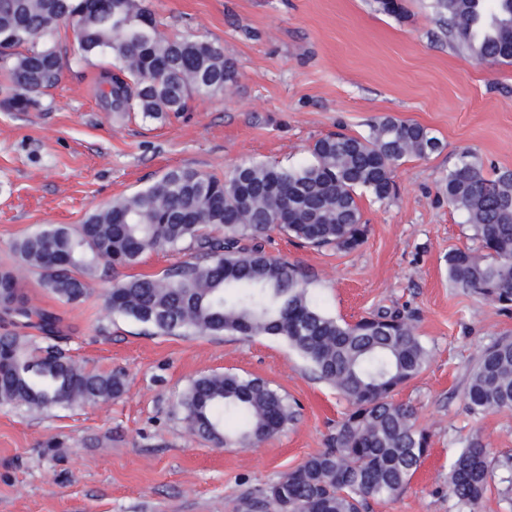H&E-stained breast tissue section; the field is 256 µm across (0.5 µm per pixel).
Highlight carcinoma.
<instances>
[{
    "label": "carcinoma",
    "instance_id": "cac0c4a2",
    "mask_svg": "<svg viewBox=\"0 0 512 512\" xmlns=\"http://www.w3.org/2000/svg\"><path fill=\"white\" fill-rule=\"evenodd\" d=\"M448 37L477 61L512 64V0H432ZM63 16L77 21L84 55H109L104 98L114 112H139L166 121L190 109L195 97L236 82L221 46L160 32L145 0H0V69L11 93L0 109L27 112L59 83L62 60L49 42ZM439 148L423 126L390 117L369 124L365 136L336 133L316 140L312 161L296 167L249 162L219 178L189 168L89 215L77 231L47 224L17 240L23 266L41 286L75 303L93 288L96 266L137 265L143 255L189 243L201 260L161 276H129L106 296L109 311L165 335L275 336L350 404L328 448L258 490L253 512H366L410 483L428 456L431 436L416 426L413 409L393 393L415 379L430 353L413 320L379 310L350 324L326 314L311 298L302 270L265 251L277 230L302 246L358 248L367 234L359 193L377 201L393 190L392 171L408 158ZM448 204L466 217L482 253H448V280L466 292L512 308V170L486 175L483 162L461 154L448 168ZM0 310L51 334L55 317L30 304L16 271L0 268ZM117 374L90 373L49 346L32 354L20 337L0 335V404L43 412L119 396ZM473 414L512 408V338L484 349L464 391ZM185 420L217 445L249 447L295 420L297 404L259 378L232 373L194 379L180 400ZM494 470L486 448L459 449L448 471L457 512H476Z\"/></svg>",
    "mask_w": 512,
    "mask_h": 512
}]
</instances>
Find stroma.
<instances>
[{"label": "stroma", "mask_w": 512, "mask_h": 512, "mask_svg": "<svg viewBox=\"0 0 512 512\" xmlns=\"http://www.w3.org/2000/svg\"><path fill=\"white\" fill-rule=\"evenodd\" d=\"M161 30L220 44L238 72L225 92L196 98L164 123L120 117L100 96L112 58L81 57L69 23L50 36L63 77L26 112L0 110V267L14 242L45 224H82L94 211L178 167L224 174L249 161L309 160L315 140L368 134L393 116L424 126L438 151L393 172L385 202L362 194L367 239L350 252L298 247L273 233L267 249L300 264L311 297L349 323L380 309L410 313L430 351L426 369L394 399L412 405L432 449L407 488L370 512H456L448 469L480 441L494 461L512 456V409L469 414L464 389L483 349L512 338V313L448 280L450 251L476 248L449 206L445 177L460 153L486 170H512V66L453 46L430 0H146ZM197 259L182 244L132 269L99 268L76 303L22 268V291L59 319L57 346L84 370L121 373L123 393L40 415L0 405V512H246L255 491L322 451L349 409L334 387L274 336H163L110 314L114 278L159 275ZM258 377L297 400L296 421L248 448L200 438L179 400L203 374Z\"/></svg>", "instance_id": "35a3bbf8"}]
</instances>
